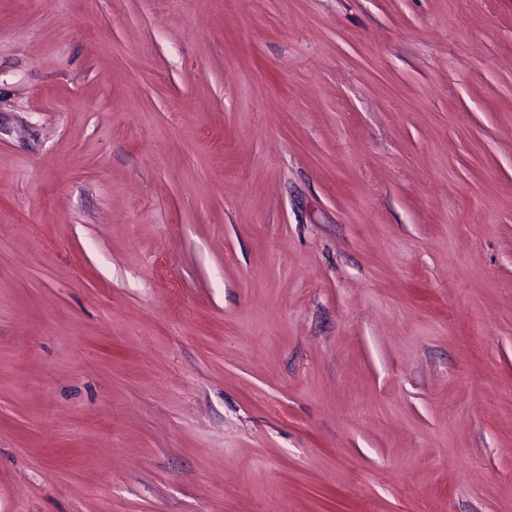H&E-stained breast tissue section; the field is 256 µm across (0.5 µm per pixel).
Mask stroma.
Returning <instances> with one entry per match:
<instances>
[{"instance_id": "1", "label": "stroma", "mask_w": 512, "mask_h": 512, "mask_svg": "<svg viewBox=\"0 0 512 512\" xmlns=\"http://www.w3.org/2000/svg\"><path fill=\"white\" fill-rule=\"evenodd\" d=\"M0 512H512V0H0Z\"/></svg>"}]
</instances>
